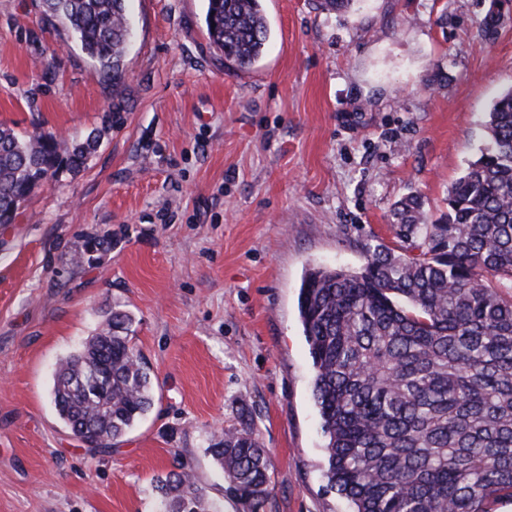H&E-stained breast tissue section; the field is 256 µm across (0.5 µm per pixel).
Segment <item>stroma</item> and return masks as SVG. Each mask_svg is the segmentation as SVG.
<instances>
[{
  "instance_id": "obj_1",
  "label": "stroma",
  "mask_w": 512,
  "mask_h": 512,
  "mask_svg": "<svg viewBox=\"0 0 512 512\" xmlns=\"http://www.w3.org/2000/svg\"><path fill=\"white\" fill-rule=\"evenodd\" d=\"M264 0L250 69L224 65L205 0H131L112 86L42 0H0V124L64 141L98 129L0 226V512H157L184 464L242 512L208 449L248 423L271 456L265 512H349L324 477L325 439L297 308L313 267L358 270L391 211L428 219L485 144L512 87V0ZM110 250L79 267L93 236ZM155 375L153 409L111 447L74 437L50 392L57 362L112 307ZM110 247L111 239L108 236L90 238L85 242L82 251L71 256L69 259L70 264L74 267H79L84 263L86 258L87 261H90L93 259L94 253L108 250Z\"/></svg>"
}]
</instances>
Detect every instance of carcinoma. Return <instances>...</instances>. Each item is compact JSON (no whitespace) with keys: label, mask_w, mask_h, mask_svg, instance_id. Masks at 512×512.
<instances>
[{"label":"carcinoma","mask_w":512,"mask_h":512,"mask_svg":"<svg viewBox=\"0 0 512 512\" xmlns=\"http://www.w3.org/2000/svg\"><path fill=\"white\" fill-rule=\"evenodd\" d=\"M103 77L117 84L128 45V0H43ZM211 43L227 66L263 54L261 0H206ZM487 147L430 222L419 197L392 211L396 245L364 244L356 271L312 268L298 299L326 438L330 489L352 512H492L512 501V88L485 113ZM97 130L63 147L53 132L0 124V224L61 165L83 168ZM111 247L88 239L70 264ZM132 317L112 309L60 360L51 397L73 436L107 448L154 405L151 368L131 344ZM246 512L270 494L267 451L242 424L208 448ZM160 512H223L184 465L156 480Z\"/></svg>","instance_id":"obj_1"}]
</instances>
